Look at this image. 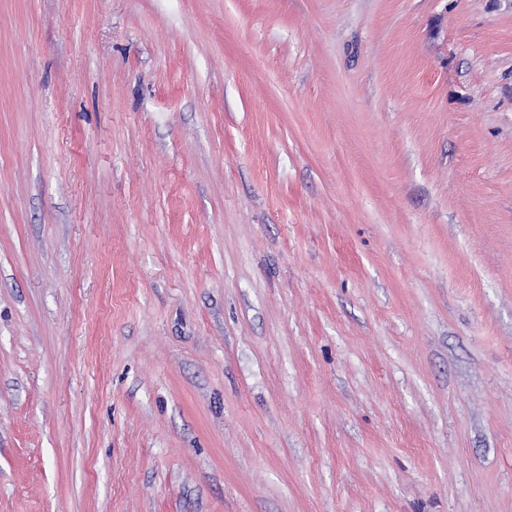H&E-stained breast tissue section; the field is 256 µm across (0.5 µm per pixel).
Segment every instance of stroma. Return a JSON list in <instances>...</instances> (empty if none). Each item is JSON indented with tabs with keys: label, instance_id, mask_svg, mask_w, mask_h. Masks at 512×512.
<instances>
[{
	"label": "stroma",
	"instance_id": "stroma-1",
	"mask_svg": "<svg viewBox=\"0 0 512 512\" xmlns=\"http://www.w3.org/2000/svg\"><path fill=\"white\" fill-rule=\"evenodd\" d=\"M0 512H512V0H0Z\"/></svg>",
	"mask_w": 512,
	"mask_h": 512
}]
</instances>
